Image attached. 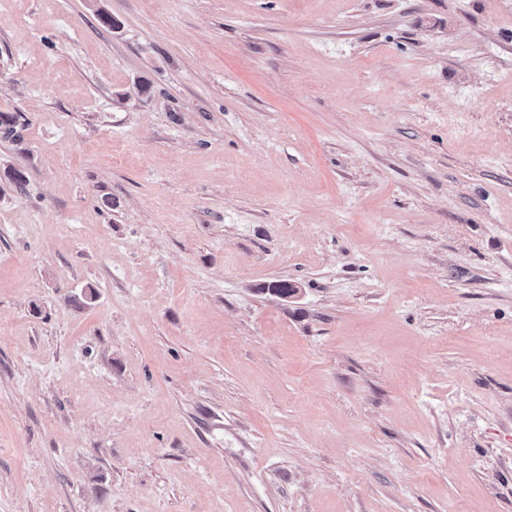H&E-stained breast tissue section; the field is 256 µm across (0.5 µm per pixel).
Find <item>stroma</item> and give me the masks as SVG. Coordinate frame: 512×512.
I'll return each instance as SVG.
<instances>
[{
	"mask_svg": "<svg viewBox=\"0 0 512 512\" xmlns=\"http://www.w3.org/2000/svg\"><path fill=\"white\" fill-rule=\"evenodd\" d=\"M0 113V512H512V0H0Z\"/></svg>",
	"mask_w": 512,
	"mask_h": 512,
	"instance_id": "stroma-1",
	"label": "stroma"
}]
</instances>
